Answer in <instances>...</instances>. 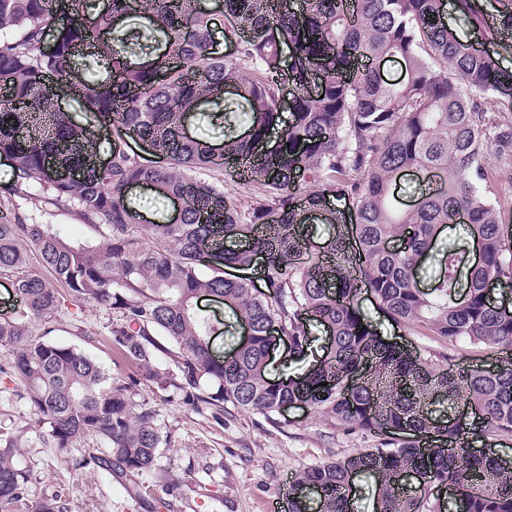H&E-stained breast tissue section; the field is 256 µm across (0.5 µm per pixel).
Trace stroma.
Listing matches in <instances>:
<instances>
[{
  "label": "stroma",
  "instance_id": "obj_1",
  "mask_svg": "<svg viewBox=\"0 0 512 512\" xmlns=\"http://www.w3.org/2000/svg\"><path fill=\"white\" fill-rule=\"evenodd\" d=\"M18 210L52 225L67 241H103L101 228L88 224L75 209L55 208L39 195L27 200L0 198V222L12 219ZM360 304L385 337L411 348L439 349L438 338L428 327L391 325L369 295H362ZM198 305L214 325V351L224 354L241 336L240 325L219 301L204 297ZM90 351L113 377L138 378V400L159 414L163 438L159 465L174 480L163 512H268L269 498L296 470L345 457L374 442L371 435L331 427L324 417L294 408L271 421L260 412L228 404L219 425L178 395L158 392L135 365L117 357L106 344H94ZM4 387L0 380V430L17 436L20 464L33 466L32 494H59L71 512H153L154 497L134 483L111 484L96 471H74L58 460L54 449L42 443L43 426L37 416Z\"/></svg>",
  "mask_w": 512,
  "mask_h": 512
}]
</instances>
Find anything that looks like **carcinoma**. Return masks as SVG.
<instances>
[{
    "mask_svg": "<svg viewBox=\"0 0 512 512\" xmlns=\"http://www.w3.org/2000/svg\"><path fill=\"white\" fill-rule=\"evenodd\" d=\"M500 4L493 20L475 0H454V9L492 43L512 34V0ZM443 5L224 0L221 42L199 0H0L8 89L0 155L12 161L0 196L29 197L37 187L46 202L104 228L101 248L69 243L26 215L0 223V274L23 302L18 316L0 318V374L23 386L12 396L46 428L44 445L109 481L152 475L169 484L158 464V413L137 399V382L51 339L65 322L95 340L82 317L95 305L113 352L218 422L226 403L271 419L288 403L377 438L301 469L289 512H306L310 494L320 512H353L352 473L373 479V512H434L444 484L454 486L459 512H512V460L496 452L512 441V357L491 371L471 359L486 347L512 350V307L494 304L489 288L494 279L512 284V225L486 162L497 154L512 181V71L462 40ZM386 57L403 64L395 83L376 70ZM56 84L72 88L86 123L62 110ZM185 120L221 133L223 161L209 140L181 133ZM96 125L111 130L106 167L96 163ZM241 159L249 163L243 188L255 192L245 210L194 176L218 166L233 174ZM407 169L424 175L412 205L392 190ZM141 183L159 200L183 201L180 220H145L127 193ZM309 211L325 214L331 229L318 245L304 230ZM21 237L53 280L28 270ZM257 255L262 290L243 275ZM429 261L433 284L422 289ZM363 290L394 323L424 324L470 350L434 360L385 338L359 307ZM203 296L224 301L250 328L229 360L210 352ZM315 324L334 344H318ZM272 330L292 347L283 369L307 363L278 388L267 372ZM161 354L172 363L163 371ZM463 433L482 448L457 444ZM19 454L0 431V512H69L58 494H30ZM406 474L421 477L419 490L405 487Z\"/></svg>",
    "mask_w": 512,
    "mask_h": 512,
    "instance_id": "cac0c4a2",
    "label": "carcinoma"
}]
</instances>
